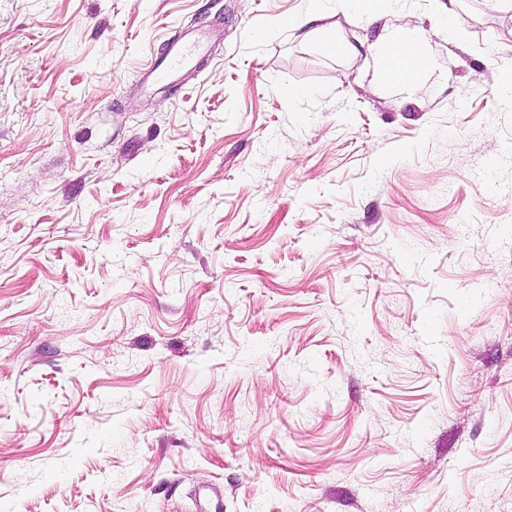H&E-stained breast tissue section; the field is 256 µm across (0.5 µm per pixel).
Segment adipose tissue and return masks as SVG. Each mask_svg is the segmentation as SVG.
Segmentation results:
<instances>
[{
  "instance_id": "adipose-tissue-1",
  "label": "adipose tissue",
  "mask_w": 512,
  "mask_h": 512,
  "mask_svg": "<svg viewBox=\"0 0 512 512\" xmlns=\"http://www.w3.org/2000/svg\"><path fill=\"white\" fill-rule=\"evenodd\" d=\"M425 31L403 24L382 41L376 64L383 77L398 85L400 92L411 93L425 70Z\"/></svg>"
}]
</instances>
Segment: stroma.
Returning <instances> with one entry per match:
<instances>
[{"label":"stroma","instance_id":"stroma-1","mask_svg":"<svg viewBox=\"0 0 512 512\" xmlns=\"http://www.w3.org/2000/svg\"><path fill=\"white\" fill-rule=\"evenodd\" d=\"M510 75L512 0H0V512H512ZM425 40L424 29L405 23L393 29L378 49V68L401 93H411L425 70ZM220 36L213 28L187 29L170 41L166 55L145 64L139 73L140 85L148 90L157 85H181L196 70L198 61L205 57L212 41Z\"/></svg>","mask_w":512,"mask_h":512}]
</instances>
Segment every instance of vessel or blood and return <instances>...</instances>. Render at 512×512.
<instances>
[{
    "label": "vessel or blood",
    "mask_w": 512,
    "mask_h": 512,
    "mask_svg": "<svg viewBox=\"0 0 512 512\" xmlns=\"http://www.w3.org/2000/svg\"><path fill=\"white\" fill-rule=\"evenodd\" d=\"M218 32L212 28L187 29L171 40L166 55L145 64L138 81L143 88L157 85H179L193 73L200 59L205 57Z\"/></svg>",
    "instance_id": "1"
}]
</instances>
